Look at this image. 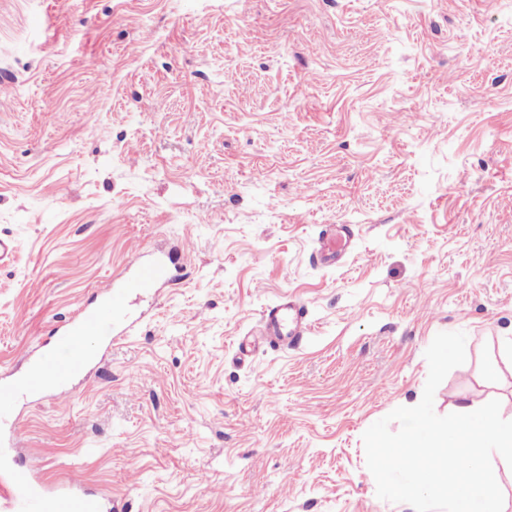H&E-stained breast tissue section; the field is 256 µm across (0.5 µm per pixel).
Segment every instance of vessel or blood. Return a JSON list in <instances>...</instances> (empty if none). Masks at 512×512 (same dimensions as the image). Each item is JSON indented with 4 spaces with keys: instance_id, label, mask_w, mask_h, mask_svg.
<instances>
[{
    "instance_id": "vessel-or-blood-1",
    "label": "vessel or blood",
    "mask_w": 512,
    "mask_h": 512,
    "mask_svg": "<svg viewBox=\"0 0 512 512\" xmlns=\"http://www.w3.org/2000/svg\"><path fill=\"white\" fill-rule=\"evenodd\" d=\"M351 241L350 235L327 229L318 239L317 261L339 258ZM172 254L150 258L134 256L129 273L100 287L101 306L82 309L76 319L57 330L61 357L38 360L22 382L0 385V512H101V499L85 491L82 478L71 476L55 488H47L29 472L15 468L21 440L16 425L17 405L47 388H65L72 379L86 375L89 358L85 337L106 334L119 338L118 326L130 315V300L153 294L172 281ZM308 329L307 308L286 298L268 307L262 316L261 339L273 349L296 344Z\"/></svg>"
}]
</instances>
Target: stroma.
<instances>
[{"instance_id":"stroma-1","label":"stroma","mask_w":512,"mask_h":512,"mask_svg":"<svg viewBox=\"0 0 512 512\" xmlns=\"http://www.w3.org/2000/svg\"><path fill=\"white\" fill-rule=\"evenodd\" d=\"M353 231L332 265L320 232ZM0 378L134 251L189 242L19 468L125 512H412L364 432L434 395L512 412V0H0ZM290 297L311 328L239 358Z\"/></svg>"}]
</instances>
